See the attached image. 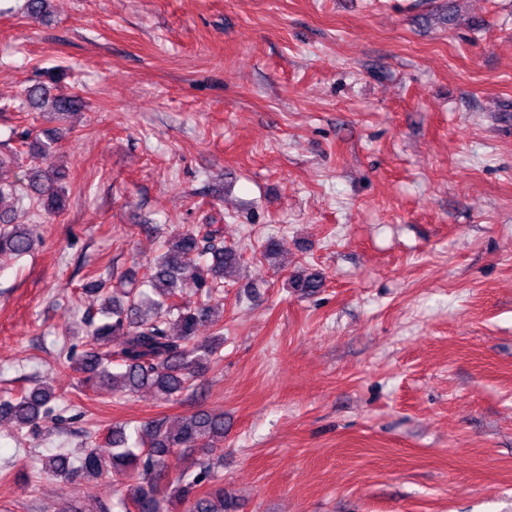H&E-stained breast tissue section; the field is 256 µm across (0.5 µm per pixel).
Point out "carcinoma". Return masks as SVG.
Listing matches in <instances>:
<instances>
[{"mask_svg": "<svg viewBox=\"0 0 512 512\" xmlns=\"http://www.w3.org/2000/svg\"><path fill=\"white\" fill-rule=\"evenodd\" d=\"M26 101L34 108L49 109L55 117L74 115L86 106L79 93L53 94L48 86L36 84L25 90ZM46 140L25 134L21 146L32 161L45 167L29 172L36 199L30 204L57 215L65 207L64 172L52 163L62 132L45 133ZM20 163L18 151L0 155V199L17 192L12 179ZM34 243L29 224H14L0 212V252L17 256L30 251ZM196 262H187L188 256ZM239 266L236 251L224 245L220 224H194L171 235L162 252L146 267L142 284L147 289L107 292L101 279L85 285L90 293L102 294L97 314L88 318L89 341L76 356L66 355V363L81 374L84 385L130 395L153 390L165 399L197 396L198 378L221 358L224 346V280ZM195 288L197 299L182 296L184 285ZM292 286L314 293L323 280L313 273L294 277ZM209 326L208 336L198 334ZM123 337L112 347V338ZM54 386L47 380L31 383L14 397L0 402V419L15 422L18 429L36 434L57 425L58 401ZM126 424L110 428L106 442L112 454L102 455L91 442L83 455L74 460L59 451L41 459L42 470L55 478L99 479L105 473H134L139 481L116 493L97 498L90 504H73L62 512H237L234 501L224 495L212 454L224 440V414L199 410L176 427L164 418L152 420L128 432ZM179 453L191 458L199 471L194 476L181 473L176 480L160 487L170 456ZM207 484L210 490L199 492Z\"/></svg>", "mask_w": 512, "mask_h": 512, "instance_id": "obj_1", "label": "carcinoma"}]
</instances>
